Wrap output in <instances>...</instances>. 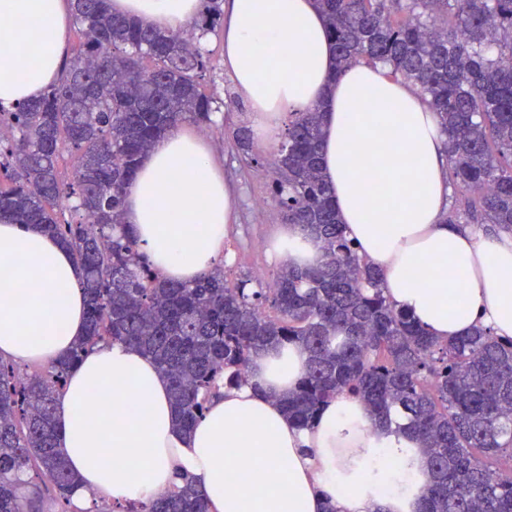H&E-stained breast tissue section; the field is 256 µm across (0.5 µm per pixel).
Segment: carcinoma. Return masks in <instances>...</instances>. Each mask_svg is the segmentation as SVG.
<instances>
[{
	"label": "carcinoma",
	"mask_w": 512,
	"mask_h": 512,
	"mask_svg": "<svg viewBox=\"0 0 512 512\" xmlns=\"http://www.w3.org/2000/svg\"><path fill=\"white\" fill-rule=\"evenodd\" d=\"M183 33L112 13L110 0H75L80 49L34 102L0 107V218L60 238L82 271L87 334L56 364L28 372L0 356V512H39L42 492L69 504L77 474L57 448V396L82 354L121 342L151 358L191 429L222 384L241 382L257 351L294 344L308 364L280 398L310 426L329 400L352 394L374 425L404 420L421 443L428 482L421 512H512V476L487 462L512 458V338L477 329L430 336L395 308L382 274L360 256L321 162L324 114L290 112L268 158L249 131L237 149L272 170L284 224L320 244L313 267L278 269L273 286L228 280L224 265L192 282L162 281L122 224L126 185L171 127L213 123L200 80L214 70L202 36L224 19L222 0H200ZM338 69L365 62L412 83L445 136L456 195L446 223L466 217L512 231V0H317ZM71 157L65 173L63 155ZM44 488L28 500L20 476ZM119 512H208L186 477L151 504Z\"/></svg>",
	"instance_id": "obj_1"
}]
</instances>
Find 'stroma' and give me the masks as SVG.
<instances>
[{"label":"stroma","mask_w":512,"mask_h":512,"mask_svg":"<svg viewBox=\"0 0 512 512\" xmlns=\"http://www.w3.org/2000/svg\"><path fill=\"white\" fill-rule=\"evenodd\" d=\"M204 47L215 65L213 80L206 88L215 94L220 109L213 115V125L200 127L199 132L212 147L214 164L237 192L233 221L225 239V248L233 256L229 269L233 277H246L257 288L270 283L276 270L266 249L280 228L271 215L270 178L266 171L248 166L232 139L234 129L248 124L250 108L224 67L223 31L209 34Z\"/></svg>","instance_id":"1"}]
</instances>
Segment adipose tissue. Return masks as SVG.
<instances>
[{
    "instance_id": "obj_1",
    "label": "adipose tissue",
    "mask_w": 512,
    "mask_h": 512,
    "mask_svg": "<svg viewBox=\"0 0 512 512\" xmlns=\"http://www.w3.org/2000/svg\"><path fill=\"white\" fill-rule=\"evenodd\" d=\"M198 6L112 0L114 13L172 32L188 29ZM68 23L66 0H0V104L33 100L57 77ZM224 65L263 144L285 114L323 108V167L339 218L397 309L442 340L476 327L512 336V234L446 223L448 161L416 89L363 63L337 71L313 0H226ZM233 208L208 141L180 124L143 158L123 221L161 278L186 282L227 260ZM268 250L280 266L321 259L292 224ZM81 278L56 238L0 221V356L46 367L67 352L85 333ZM305 366L292 345L257 352L246 379L222 388L186 432L149 358L122 343L96 346L57 400L59 447L78 476L70 512L148 503L180 473L206 493L209 512H420L426 476L411 435L372 427L349 395L324 405L312 428L288 419L276 399Z\"/></svg>"
}]
</instances>
